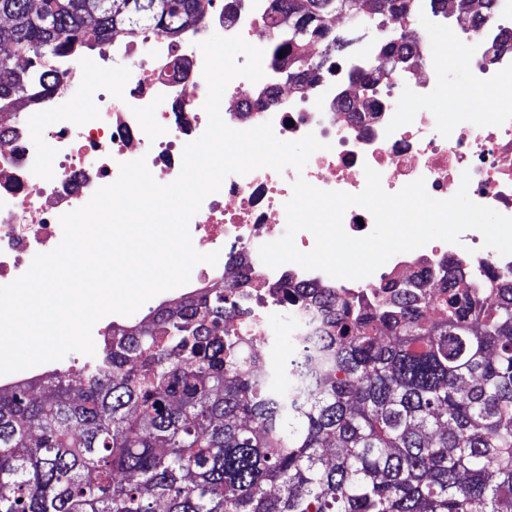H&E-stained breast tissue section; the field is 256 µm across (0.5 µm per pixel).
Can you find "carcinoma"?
<instances>
[{
  "mask_svg": "<svg viewBox=\"0 0 512 512\" xmlns=\"http://www.w3.org/2000/svg\"><path fill=\"white\" fill-rule=\"evenodd\" d=\"M338 1L400 69L420 55L389 23L423 2L448 15V0H396L388 16L375 0H274L288 29L269 25L270 64L321 70L306 47L336 52ZM455 2L478 27L492 0ZM0 16V111L57 56L202 18L198 0H0ZM395 288L364 303L273 286V303L319 319L284 384L215 284L112 327L101 364L52 371L36 398L0 388V512H512V276L444 272L437 321Z\"/></svg>",
  "mask_w": 512,
  "mask_h": 512,
  "instance_id": "carcinoma-1",
  "label": "carcinoma"
}]
</instances>
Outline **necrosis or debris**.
<instances>
[{
    "label": "necrosis or debris",
    "instance_id": "obj_1",
    "mask_svg": "<svg viewBox=\"0 0 512 512\" xmlns=\"http://www.w3.org/2000/svg\"><path fill=\"white\" fill-rule=\"evenodd\" d=\"M207 4L210 24L222 26L225 36L267 45L270 0H244L229 16L224 0ZM209 26L187 27L174 39L149 32L140 44L112 40V55L121 64L105 69L101 84L93 87L86 85L76 58L56 57L44 86L0 115V285L24 274L37 254L59 245L61 216L116 181L121 163L145 158L162 184L179 176L185 145L209 123L199 48ZM453 40L466 86L475 95L472 109L482 115L476 125L428 106L431 86L448 67L444 53L428 54L419 68L381 80L373 97H350L342 104L336 94L349 84L347 61L301 85L268 66L258 82L239 77L227 86L221 117L229 127L246 130L269 122L280 139L311 133L325 144L300 172L261 168L227 175L220 190L203 200L200 221L189 227L197 251L223 252L225 271L236 273L230 293L246 313L232 325L246 330L254 345L277 336L297 340L306 331V312L285 303L279 325L265 319L269 288L288 277L335 288L342 298H369L387 282L430 281L447 266L472 280L512 274V256L483 248L474 230L465 231L459 243L434 240L417 255L390 258L386 268L359 280L292 265L272 269L260 261V246L285 231V205L300 177L321 190L357 194L369 166L381 174L387 192L421 178L430 196L445 200L455 195L467 171L470 198L512 216V103L505 100L512 93V0H493L487 20L476 29L460 28ZM71 97L88 100L87 110L56 113V101ZM37 130L44 145L39 153L32 149Z\"/></svg>",
    "mask_w": 512,
    "mask_h": 512
}]
</instances>
